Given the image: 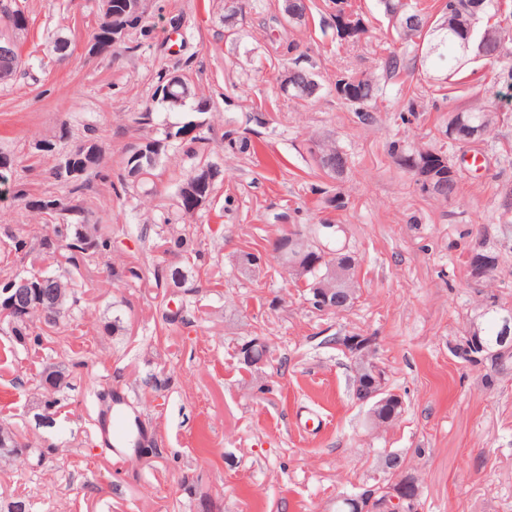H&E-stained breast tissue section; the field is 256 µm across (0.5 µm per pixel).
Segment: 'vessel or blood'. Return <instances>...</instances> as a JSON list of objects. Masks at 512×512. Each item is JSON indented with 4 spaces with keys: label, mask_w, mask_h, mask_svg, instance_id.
<instances>
[{
    "label": "vessel or blood",
    "mask_w": 512,
    "mask_h": 512,
    "mask_svg": "<svg viewBox=\"0 0 512 512\" xmlns=\"http://www.w3.org/2000/svg\"><path fill=\"white\" fill-rule=\"evenodd\" d=\"M143 416V411L134 409L120 391L113 392L111 400L100 409L97 418L100 434L114 456L126 455L139 437L145 435L147 426Z\"/></svg>",
    "instance_id": "vessel-or-blood-1"
}]
</instances>
